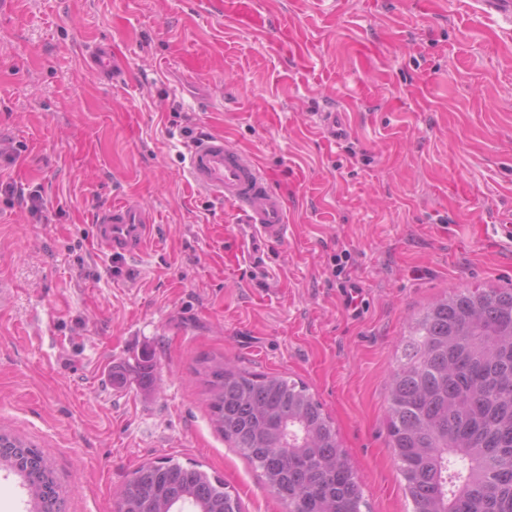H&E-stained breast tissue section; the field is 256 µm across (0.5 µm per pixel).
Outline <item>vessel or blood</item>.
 <instances>
[{
  "label": "vessel or blood",
  "instance_id": "vessel-or-blood-1",
  "mask_svg": "<svg viewBox=\"0 0 512 512\" xmlns=\"http://www.w3.org/2000/svg\"><path fill=\"white\" fill-rule=\"evenodd\" d=\"M86 68L94 80L111 83L117 75L111 46H96L86 60ZM189 169L199 189L233 207L256 242L276 243L286 237V198L270 188L255 157L238 149L229 138L210 135L201 139L190 153ZM152 224V215L147 209L115 202L99 212L93 241L113 257L132 256L148 244Z\"/></svg>",
  "mask_w": 512,
  "mask_h": 512
}]
</instances>
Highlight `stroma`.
<instances>
[{
  "mask_svg": "<svg viewBox=\"0 0 512 512\" xmlns=\"http://www.w3.org/2000/svg\"><path fill=\"white\" fill-rule=\"evenodd\" d=\"M101 42L126 66L109 86L85 69ZM186 125L286 196L263 259L192 184ZM0 149V182L46 204L0 195V430L46 453L64 512H118L168 459L286 512L210 420L213 357L303 382L362 512H411L387 436L402 339L444 296L512 288L511 20L481 0H12ZM112 201L150 211L143 252L94 245Z\"/></svg>",
  "mask_w": 512,
  "mask_h": 512,
  "instance_id": "obj_1",
  "label": "stroma"
}]
</instances>
